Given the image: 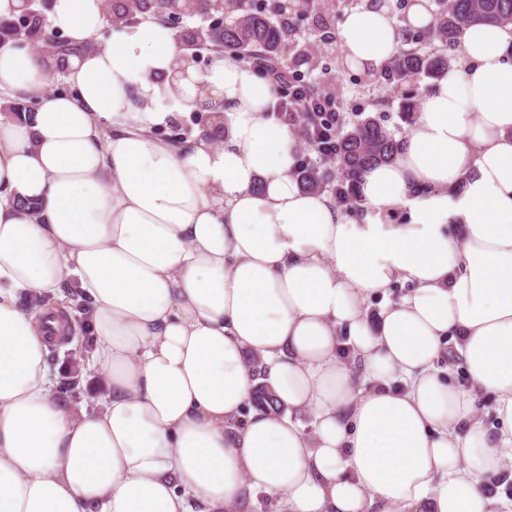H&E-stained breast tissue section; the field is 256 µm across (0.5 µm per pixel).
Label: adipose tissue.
Segmentation results:
<instances>
[{"mask_svg":"<svg viewBox=\"0 0 512 512\" xmlns=\"http://www.w3.org/2000/svg\"><path fill=\"white\" fill-rule=\"evenodd\" d=\"M394 2L346 12L348 66L375 74L401 26L429 25L427 0L401 24ZM47 22L78 54L0 46V91L34 106L0 126V512H246L254 491L279 512H491L487 481L512 474V24L466 29L397 160L361 173L353 220L298 185L294 131L249 65L178 74L173 29L111 27L103 0H53ZM206 98L216 140L157 138ZM70 279L93 312L94 409L54 392L53 322L20 304ZM262 383L279 410L253 407ZM411 284L395 282L388 288H385L377 294L369 297L365 302L364 308L370 317H374L388 303H393L402 298L410 290Z\"/></svg>","mask_w":512,"mask_h":512,"instance_id":"adipose-tissue-1","label":"adipose tissue"}]
</instances>
